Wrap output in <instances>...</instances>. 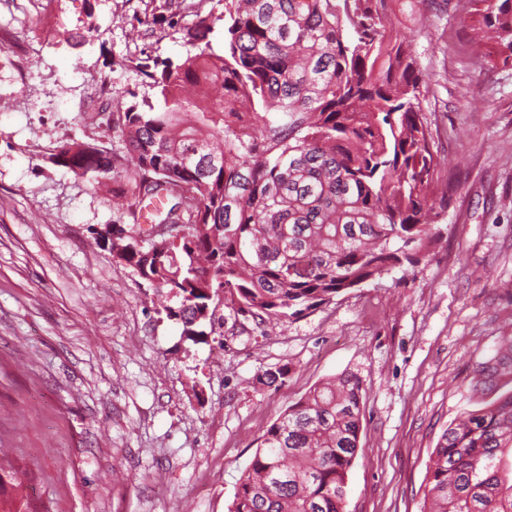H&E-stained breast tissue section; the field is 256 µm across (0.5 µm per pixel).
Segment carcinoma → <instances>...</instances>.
I'll use <instances>...</instances> for the list:
<instances>
[{
	"instance_id": "carcinoma-1",
	"label": "carcinoma",
	"mask_w": 512,
	"mask_h": 512,
	"mask_svg": "<svg viewBox=\"0 0 512 512\" xmlns=\"http://www.w3.org/2000/svg\"><path fill=\"white\" fill-rule=\"evenodd\" d=\"M397 0H216L224 51L135 70L157 99L118 119L124 159L70 141L49 161L98 187L124 182L133 226L114 255L166 288L193 341L223 306L271 323L415 265L436 238L441 162L430 148L419 76ZM472 55L495 42L512 57V0H468ZM182 39L209 43L213 14L192 12ZM166 202L170 232L144 246L145 200ZM479 401L441 434L421 512H512V336L475 364ZM362 387L342 374L266 430L230 512H343L359 452Z\"/></svg>"
}]
</instances>
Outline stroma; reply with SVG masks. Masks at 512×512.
Instances as JSON below:
<instances>
[{"label": "stroma", "instance_id": "1", "mask_svg": "<svg viewBox=\"0 0 512 512\" xmlns=\"http://www.w3.org/2000/svg\"><path fill=\"white\" fill-rule=\"evenodd\" d=\"M407 38L442 162L438 238L393 269L270 329L233 314L181 338L164 296L116 263L96 230L124 224L116 182L52 165L59 142L121 150L84 87L153 98L137 59L179 60L183 0H49L0 16V468L37 512H229L266 429L327 379L365 391L344 512H420L430 454L474 408L473 368L512 336V61L473 59L466 0H412ZM83 33L72 47L69 39ZM287 367L267 386L264 372Z\"/></svg>", "mask_w": 512, "mask_h": 512}]
</instances>
